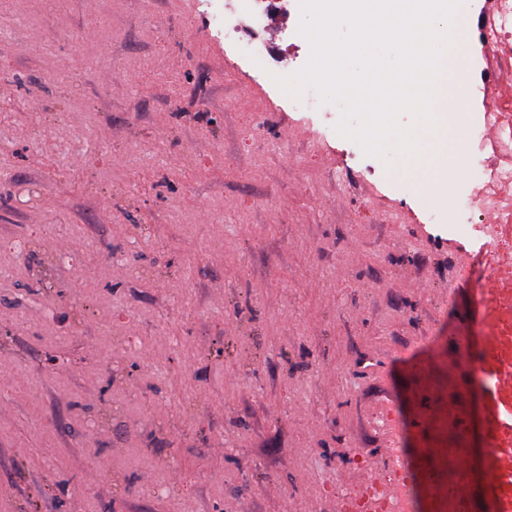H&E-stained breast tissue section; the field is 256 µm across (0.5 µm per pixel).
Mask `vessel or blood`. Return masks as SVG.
Instances as JSON below:
<instances>
[{
  "label": "vessel or blood",
  "mask_w": 512,
  "mask_h": 512,
  "mask_svg": "<svg viewBox=\"0 0 512 512\" xmlns=\"http://www.w3.org/2000/svg\"><path fill=\"white\" fill-rule=\"evenodd\" d=\"M493 0H482L475 19V38L486 63L482 71L484 90L502 121L512 122V78L501 74L498 58L512 54V47L489 42L485 23ZM476 359L472 374L475 392L484 404V477L473 480L470 450L459 443L441 449L446 471L443 480L429 476L430 468L416 461L404 468L398 483L367 485L361 489L362 512H386L388 504L406 506L417 488L428 490V512H512V301L491 298L477 319L470 323Z\"/></svg>",
  "instance_id": "obj_1"
}]
</instances>
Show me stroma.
<instances>
[{
    "instance_id": "stroma-1",
    "label": "stroma",
    "mask_w": 512,
    "mask_h": 512,
    "mask_svg": "<svg viewBox=\"0 0 512 512\" xmlns=\"http://www.w3.org/2000/svg\"><path fill=\"white\" fill-rule=\"evenodd\" d=\"M301 19L241 14L247 64L187 0L0 10V512H337L480 446L455 338L512 237L293 109Z\"/></svg>"
}]
</instances>
